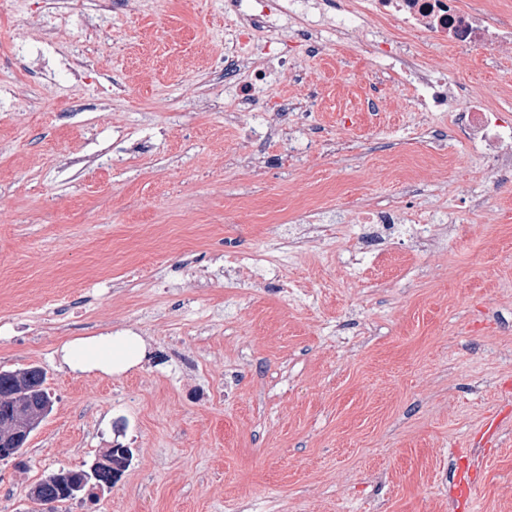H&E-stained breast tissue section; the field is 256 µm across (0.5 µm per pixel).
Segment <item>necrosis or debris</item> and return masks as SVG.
Returning a JSON list of instances; mask_svg holds the SVG:
<instances>
[{
  "label": "necrosis or debris",
  "mask_w": 512,
  "mask_h": 512,
  "mask_svg": "<svg viewBox=\"0 0 512 512\" xmlns=\"http://www.w3.org/2000/svg\"><path fill=\"white\" fill-rule=\"evenodd\" d=\"M306 0H235L242 12V24L237 29L229 53L237 63L249 58L247 48L252 33L268 28L272 14L281 12L303 20ZM396 24L399 38L389 41L382 52L383 68L396 81L414 88L418 111L446 112L461 98L462 91L455 77H440L435 72L419 68L410 53L407 36L425 35L459 52L467 53L484 47L497 48L512 44V25L493 17L464 8L460 0H364L362 6L337 14L336 28L346 35L383 24ZM468 136L474 144L501 151L503 163L512 162L508 147L512 146V123L495 118L485 106L476 103L460 113ZM358 223L368 225L362 239L363 259H370L378 240L407 234L417 242L432 240L434 225L425 223L419 215L409 213L399 204L386 209L360 211Z\"/></svg>",
  "instance_id": "obj_1"
}]
</instances>
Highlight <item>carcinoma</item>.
Instances as JSON below:
<instances>
[{
	"label": "carcinoma",
	"mask_w": 512,
	"mask_h": 512,
	"mask_svg": "<svg viewBox=\"0 0 512 512\" xmlns=\"http://www.w3.org/2000/svg\"><path fill=\"white\" fill-rule=\"evenodd\" d=\"M45 383V372L38 366L0 371V413L9 408L13 411L18 409L24 415L45 417L46 410L53 408ZM131 458L130 449L111 448L103 457L107 464L97 462L88 472L71 470L70 479L82 483L84 490L91 486H110L129 467ZM32 499L65 503L70 497L63 494L57 484V474L54 473L35 486Z\"/></svg>",
	"instance_id": "cac0c4a2"
}]
</instances>
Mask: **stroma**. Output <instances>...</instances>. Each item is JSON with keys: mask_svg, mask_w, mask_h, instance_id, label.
I'll return each mask as SVG.
<instances>
[{"mask_svg": "<svg viewBox=\"0 0 512 512\" xmlns=\"http://www.w3.org/2000/svg\"><path fill=\"white\" fill-rule=\"evenodd\" d=\"M111 2L108 44L73 17L38 69L16 35L56 18L0 0V85L28 83L25 101L0 96V370L40 366L53 401L20 460L0 461V512H38L37 483L118 445L133 454L118 481L57 512H458V450L478 472L468 512H512V168L454 113L420 118L411 89L333 32L358 0H308L315 49L285 15L255 34L267 78L236 122L227 0ZM418 50L512 117V46ZM71 51L88 82L61 66ZM375 85L380 109L363 111ZM283 101L297 158L249 131ZM117 123L149 149L58 172ZM393 201L432 213L433 245L400 238L352 278L357 213ZM271 244L272 265L224 264ZM127 330L144 341L127 371L61 359Z\"/></svg>", "mask_w": 512, "mask_h": 512, "instance_id": "35a3bbf8", "label": "stroma"}]
</instances>
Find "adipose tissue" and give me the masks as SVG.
<instances>
[{"label":"adipose tissue","instance_id":"ef3b65f1","mask_svg":"<svg viewBox=\"0 0 512 512\" xmlns=\"http://www.w3.org/2000/svg\"><path fill=\"white\" fill-rule=\"evenodd\" d=\"M141 349L142 342L139 336L118 332L71 340L62 346L61 354L63 361L72 369L99 370L111 374L134 366Z\"/></svg>","mask_w":512,"mask_h":512}]
</instances>
